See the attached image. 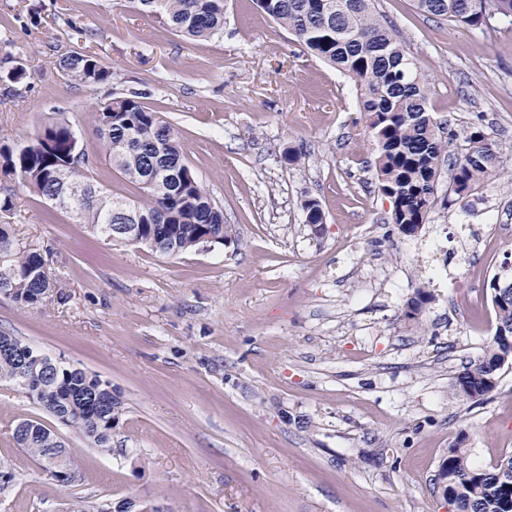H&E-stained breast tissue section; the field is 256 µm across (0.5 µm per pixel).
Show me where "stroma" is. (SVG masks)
Listing matches in <instances>:
<instances>
[{"mask_svg": "<svg viewBox=\"0 0 512 512\" xmlns=\"http://www.w3.org/2000/svg\"><path fill=\"white\" fill-rule=\"evenodd\" d=\"M430 79L429 107L480 128L512 171V31L433 20L414 0H377ZM94 52L109 82L64 78L61 56ZM0 144L70 123L93 149L95 106L135 92L182 133L185 157L234 233L162 255L92 234L0 175L20 246L39 251L58 295L32 310L0 296V333L111 382L122 408L112 452L67 428L79 476L58 486L17 448L40 407L0 383V512H70L84 499L146 500L162 512H456L436 484L449 448L474 463L512 453V364L477 400L453 386L492 340L489 275L512 262V183L466 206L436 205L414 235L387 219L353 82L260 12L227 0L223 31L190 41L128 0H0ZM301 151L300 164L284 159ZM317 199L313 232L301 204ZM427 288L419 325L403 311Z\"/></svg>", "mask_w": 512, "mask_h": 512, "instance_id": "stroma-1", "label": "stroma"}]
</instances>
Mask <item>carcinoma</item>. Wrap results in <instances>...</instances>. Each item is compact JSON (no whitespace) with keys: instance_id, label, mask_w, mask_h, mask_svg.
<instances>
[{"instance_id":"carcinoma-1","label":"carcinoma","mask_w":512,"mask_h":512,"mask_svg":"<svg viewBox=\"0 0 512 512\" xmlns=\"http://www.w3.org/2000/svg\"><path fill=\"white\" fill-rule=\"evenodd\" d=\"M145 14L159 16L169 30L206 40L224 29L225 0H129ZM376 0H254L259 10L288 30L316 58L350 78L359 93L366 130L375 148L378 191L393 202L391 223L413 235L437 202L440 169L453 172L445 202H465L500 173L499 152L483 132L465 137L469 149L450 151L458 137L437 121L428 106L429 79L406 49L403 36L375 7ZM417 10L457 24L512 31V0H415ZM62 73L78 85L108 82L112 72L95 54L74 53L59 60ZM4 82L25 78L22 65L3 60ZM96 156L143 190L131 201L96 184L89 154L76 150L66 122L41 129L33 140L0 148V173L15 176L39 197L57 200L92 231L126 234L112 227L134 224L139 244L164 255H179L233 234L224 209L212 199L186 162L177 127L146 108L139 96L111 98L91 113ZM307 224L324 223L319 203L302 204ZM0 294L21 309L43 304L56 289L41 253L26 250L9 225L0 224ZM496 312L493 339L458 376L455 394L478 399L495 389L500 366L512 364V288L491 279ZM430 294L418 289L407 303L406 320L419 322ZM16 386L56 422L72 429L98 452H112V429L121 406L112 384L84 369L53 361L18 336L0 333V383ZM23 452L39 461L61 486L76 481L77 464L65 441L51 428L23 420L13 430ZM463 441L448 448L439 465L443 490L458 512H512V454L491 468L470 459Z\"/></svg>"}]
</instances>
